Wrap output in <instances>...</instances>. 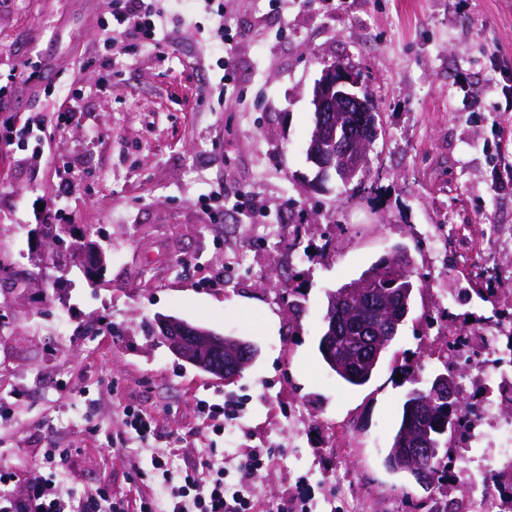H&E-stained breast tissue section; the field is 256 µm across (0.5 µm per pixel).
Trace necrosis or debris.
Returning <instances> with one entry per match:
<instances>
[{"label": "necrosis or debris", "instance_id": "necrosis-or-debris-1", "mask_svg": "<svg viewBox=\"0 0 512 512\" xmlns=\"http://www.w3.org/2000/svg\"><path fill=\"white\" fill-rule=\"evenodd\" d=\"M510 329L512 319L507 317L481 322L475 333L452 323L446 347L428 351L461 374V428L452 455L461 464L460 475L469 477L478 492L460 500L458 512H512V497L505 491L512 485V418L497 412L500 405L512 402V366L505 365L501 348V337ZM489 443L495 445L496 455L485 471L470 472V450Z\"/></svg>", "mask_w": 512, "mask_h": 512}]
</instances>
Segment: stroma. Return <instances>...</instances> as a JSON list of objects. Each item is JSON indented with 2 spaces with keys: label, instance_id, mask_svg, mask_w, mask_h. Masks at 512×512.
<instances>
[{
  "label": "stroma",
  "instance_id": "35a3bbf8",
  "mask_svg": "<svg viewBox=\"0 0 512 512\" xmlns=\"http://www.w3.org/2000/svg\"><path fill=\"white\" fill-rule=\"evenodd\" d=\"M108 4L0 0V75L35 55L43 72L0 122L22 126L57 110L65 90L80 94L41 159L0 151V468L14 494L54 446L69 453L59 487L76 495L137 499L155 486L138 473L155 456L184 470L223 465L258 512H291L297 497L310 512H346L354 497L369 512H431L443 490L471 495L457 480L401 479L384 456L401 367L423 383L444 369L424 357L427 343H446L428 316L496 314L495 300L462 294L470 279L512 289V112L490 65H512V0H232L230 95L200 106L195 90L222 74L203 43L213 18L171 11L176 52L140 47L111 77L85 64L107 44ZM334 61L376 95L381 133L364 181L317 192L311 90ZM218 188L220 203L209 198ZM58 211L65 246L83 235L103 248L100 276L65 247L37 249ZM397 244L424 286L370 383L343 385L317 349L328 295ZM159 313L259 354L216 379L144 335ZM202 400L239 406L223 437L212 438ZM127 406L154 418L147 442H121ZM256 448L265 467L239 469Z\"/></svg>",
  "mask_w": 512,
  "mask_h": 512
}]
</instances>
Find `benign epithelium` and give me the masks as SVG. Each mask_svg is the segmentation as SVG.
Returning <instances> with one entry per match:
<instances>
[{"label":"benign epithelium","instance_id":"1","mask_svg":"<svg viewBox=\"0 0 512 512\" xmlns=\"http://www.w3.org/2000/svg\"><path fill=\"white\" fill-rule=\"evenodd\" d=\"M312 105L315 128L308 153L309 159L319 167L317 182L320 183L327 176L325 144L334 137L335 113H367L368 125L374 127L373 137L379 136L380 125L374 115L372 100L362 89L360 76L343 63L332 62L324 66L312 90ZM371 141L372 137L358 136L343 147L348 178L366 175ZM154 332L177 359L224 381L238 376L240 370L255 357L251 343L192 325L171 315L157 316ZM431 396L454 403L458 395L453 379L447 374L437 376Z\"/></svg>","mask_w":512,"mask_h":512}]
</instances>
